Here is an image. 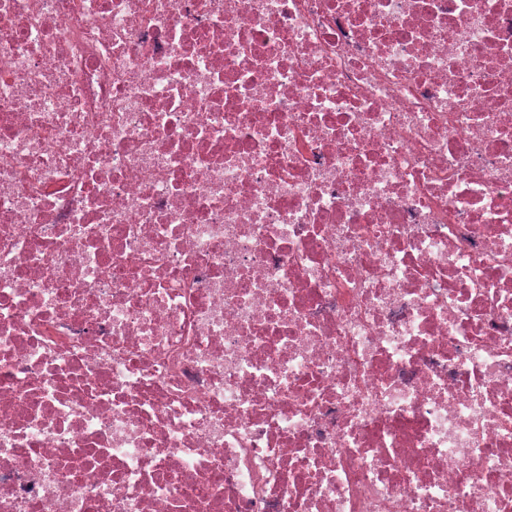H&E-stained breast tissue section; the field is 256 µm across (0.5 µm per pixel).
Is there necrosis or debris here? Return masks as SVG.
Segmentation results:
<instances>
[{"label":"necrosis or debris","instance_id":"obj_1","mask_svg":"<svg viewBox=\"0 0 512 512\" xmlns=\"http://www.w3.org/2000/svg\"><path fill=\"white\" fill-rule=\"evenodd\" d=\"M0 512H512V0H0Z\"/></svg>","mask_w":512,"mask_h":512}]
</instances>
